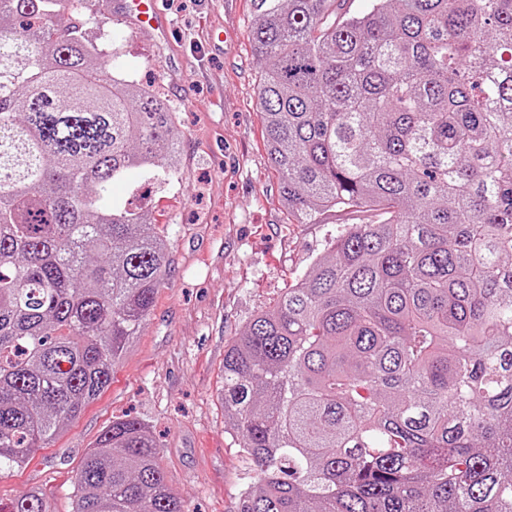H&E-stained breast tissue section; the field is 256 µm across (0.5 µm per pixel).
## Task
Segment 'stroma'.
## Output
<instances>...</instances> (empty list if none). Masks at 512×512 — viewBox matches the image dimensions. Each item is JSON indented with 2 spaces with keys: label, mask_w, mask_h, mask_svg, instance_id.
Masks as SVG:
<instances>
[{
  "label": "stroma",
  "mask_w": 512,
  "mask_h": 512,
  "mask_svg": "<svg viewBox=\"0 0 512 512\" xmlns=\"http://www.w3.org/2000/svg\"><path fill=\"white\" fill-rule=\"evenodd\" d=\"M156 4L165 33L131 29L116 15L104 26L89 23L87 34L111 51L114 70L151 82L177 114L178 181L134 171L113 189L164 229L170 270L108 387L22 468L0 474V512L31 490L49 512H70L84 457L124 416L148 426L186 512H237L256 473L224 426V345L357 221L346 212L320 224L288 221L256 107L263 64L251 47L249 0Z\"/></svg>",
  "instance_id": "stroma-1"
}]
</instances>
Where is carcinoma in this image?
<instances>
[{
    "label": "carcinoma",
    "instance_id": "1",
    "mask_svg": "<svg viewBox=\"0 0 512 512\" xmlns=\"http://www.w3.org/2000/svg\"><path fill=\"white\" fill-rule=\"evenodd\" d=\"M86 2L0 0V473L107 388L169 270L112 187L176 178L175 112ZM345 2L251 0L288 222L359 223L224 347L238 512H512V0ZM157 454L112 421L73 512H186Z\"/></svg>",
    "mask_w": 512,
    "mask_h": 512
}]
</instances>
